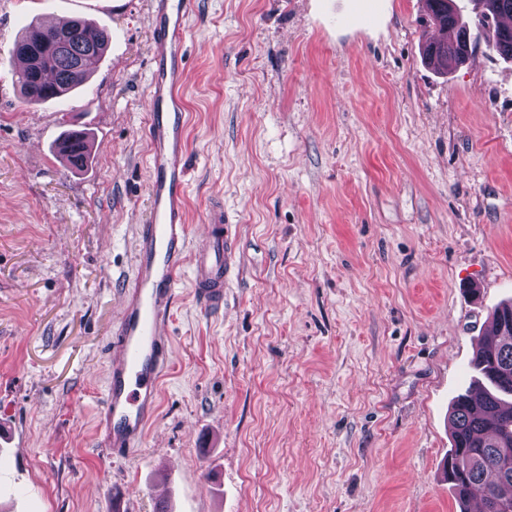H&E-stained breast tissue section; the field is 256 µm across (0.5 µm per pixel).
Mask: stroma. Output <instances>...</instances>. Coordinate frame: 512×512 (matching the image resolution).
Returning <instances> with one entry per match:
<instances>
[{"label":"stroma","instance_id":"obj_1","mask_svg":"<svg viewBox=\"0 0 512 512\" xmlns=\"http://www.w3.org/2000/svg\"><path fill=\"white\" fill-rule=\"evenodd\" d=\"M150 0H0V512H460L448 415L512 299V62L422 56L425 0H195L188 224L237 226L221 312L178 290L144 445L94 440L119 289L149 201ZM111 43L64 101L20 103L43 14ZM98 140L81 171L53 145ZM477 287L471 295L469 287ZM211 444L196 450V433Z\"/></svg>","mask_w":512,"mask_h":512}]
</instances>
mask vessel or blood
<instances>
[{
	"mask_svg": "<svg viewBox=\"0 0 512 512\" xmlns=\"http://www.w3.org/2000/svg\"><path fill=\"white\" fill-rule=\"evenodd\" d=\"M193 8L194 0L151 2L149 211L137 227L133 274L121 289L96 416V445L114 458L140 447L159 413L162 385L172 368L170 325L183 267L191 269L190 286L200 307L218 312L234 265L236 241L223 206L208 208L200 238H191L186 222L188 122L180 90Z\"/></svg>",
	"mask_w": 512,
	"mask_h": 512,
	"instance_id": "1",
	"label": "vessel or blood"
}]
</instances>
